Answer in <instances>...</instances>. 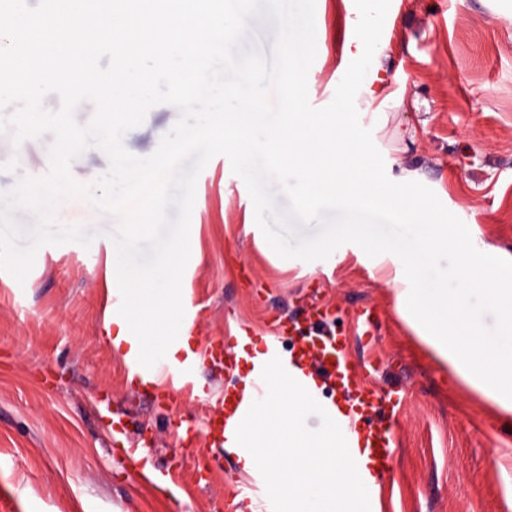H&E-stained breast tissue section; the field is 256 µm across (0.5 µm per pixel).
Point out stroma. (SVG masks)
Wrapping results in <instances>:
<instances>
[{
	"instance_id": "stroma-1",
	"label": "stroma",
	"mask_w": 512,
	"mask_h": 512,
	"mask_svg": "<svg viewBox=\"0 0 512 512\" xmlns=\"http://www.w3.org/2000/svg\"><path fill=\"white\" fill-rule=\"evenodd\" d=\"M363 16L379 33L362 53L349 51V19ZM318 51L308 75L316 108L329 105L349 76H386V102L373 119L365 95L355 106L383 156L386 173L416 172L444 207L475 225L480 239L512 255V0H316ZM180 117L152 107L123 143L152 155ZM51 134L13 145L0 134V193L22 177L49 170ZM58 227L95 232L90 247L42 246L24 282L0 280V512H245L226 499L242 482L262 500L261 475L198 437L192 463L215 466L211 484L193 487L190 472L158 488L127 465L126 448L149 465L177 468L178 432L201 421L219 397L239 391L236 362L196 366L199 391L159 399L132 384L105 321L112 316L106 270L116 264L107 230L114 218L89 202L55 209ZM182 279L184 321L199 346L245 332L271 335L279 319L301 318L314 303L332 310L349 357L381 391L369 422L392 426V471L379 480L380 512H512V479L493 454L512 449V421L451 379L413 326L396 311V283L378 259L346 249L335 258H280L255 223L247 187L225 155H215L196 185ZM375 308L372 335L356 325ZM122 410L129 433L112 431Z\"/></svg>"
}]
</instances>
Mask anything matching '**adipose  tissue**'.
<instances>
[{"mask_svg": "<svg viewBox=\"0 0 512 512\" xmlns=\"http://www.w3.org/2000/svg\"><path fill=\"white\" fill-rule=\"evenodd\" d=\"M134 311L145 309L169 316L179 309L176 283L154 290L149 285L132 289ZM163 338L153 335L147 323L119 324L112 338L116 352L135 351L151 359L157 348L178 364L196 356L189 328ZM233 350L251 365L243 383L244 407L232 415L224 428V448L235 454L242 473L264 471L266 488L277 512H375L372 505L376 469L367 449L362 448L351 421L334 403L318 406V383L307 366L294 358L272 356L259 349L252 337L239 333ZM264 384L256 395L253 382ZM320 410L324 426L309 430L304 419Z\"/></svg>", "mask_w": 512, "mask_h": 512, "instance_id": "obj_1", "label": "adipose tissue"}]
</instances>
